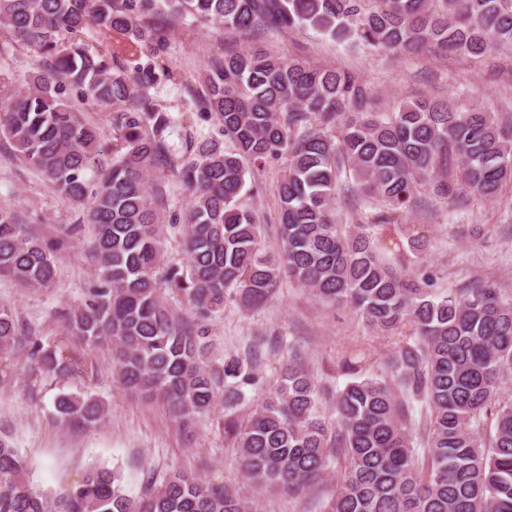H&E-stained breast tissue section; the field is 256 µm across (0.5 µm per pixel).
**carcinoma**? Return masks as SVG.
Returning <instances> with one entry per match:
<instances>
[{
    "label": "carcinoma",
    "mask_w": 512,
    "mask_h": 512,
    "mask_svg": "<svg viewBox=\"0 0 512 512\" xmlns=\"http://www.w3.org/2000/svg\"><path fill=\"white\" fill-rule=\"evenodd\" d=\"M161 14L243 34L310 26L399 56L429 49L480 58L512 48V0H0V26L40 56L0 97V135L56 191L87 205L94 226L96 286L63 313L67 333L110 345L120 383L162 399L182 424L223 395L224 440L260 489L300 497L337 455L346 467L324 512H512V395L504 393L512 302L489 283L437 287V274L420 263L431 226L406 224L421 186L448 204L463 192L494 197L512 179V127L482 108L428 99L383 117L369 111V90L354 72L251 48L214 63L191 89L230 147L204 138L172 153V118L147 95L171 76L159 61L168 39ZM89 30L112 51L92 49ZM85 100L117 114L110 158L98 124L78 106ZM284 156L280 238L268 251L240 200L249 166ZM162 157L190 191L183 267L163 262L152 199ZM346 172L364 208L350 231L334 208ZM62 249V240L31 234L0 208V277L50 288ZM285 277L396 336L379 374L362 350L337 360L351 381L336 395L333 421L320 416V390L293 356L245 416L234 409L260 383L257 352L205 361L206 323L224 303L259 308ZM163 290L190 306L194 327L177 323ZM20 336L11 308L0 305L1 353H28L37 378L83 374L66 345ZM54 406L68 428L105 415L87 393L63 391ZM28 473L0 437V512H249L234 487L183 473L140 499L123 494L105 467L60 491L36 488Z\"/></svg>",
    "instance_id": "obj_1"
}]
</instances>
